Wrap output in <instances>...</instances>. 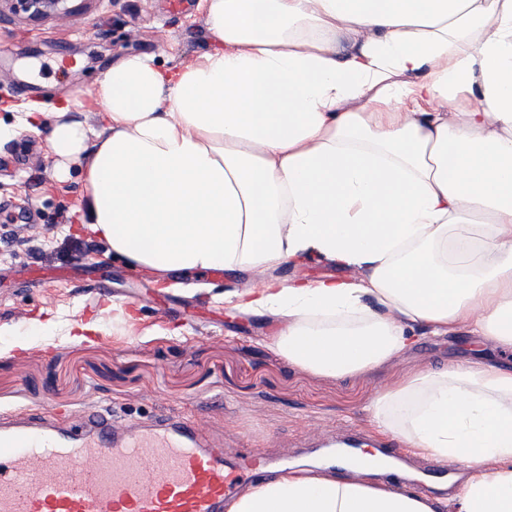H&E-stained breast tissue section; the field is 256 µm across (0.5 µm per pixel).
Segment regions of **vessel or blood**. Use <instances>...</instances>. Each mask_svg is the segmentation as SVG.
Here are the masks:
<instances>
[{"instance_id": "1", "label": "vessel or blood", "mask_w": 512, "mask_h": 512, "mask_svg": "<svg viewBox=\"0 0 512 512\" xmlns=\"http://www.w3.org/2000/svg\"><path fill=\"white\" fill-rule=\"evenodd\" d=\"M268 472L251 448L226 460L202 416L0 412V512H224Z\"/></svg>"}]
</instances>
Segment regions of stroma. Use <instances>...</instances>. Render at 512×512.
Returning <instances> with one entry per match:
<instances>
[{"mask_svg": "<svg viewBox=\"0 0 512 512\" xmlns=\"http://www.w3.org/2000/svg\"><path fill=\"white\" fill-rule=\"evenodd\" d=\"M204 0H89L32 23L0 18V411H59L106 403L146 420L162 411L210 417L228 448L261 449L278 468L321 448L305 435L322 421L365 432L386 383L421 369L483 356L512 365L477 339L425 335L399 359L339 377L301 368L264 347L279 322L242 314L228 290L257 283L246 272L160 271L115 258L86 224L80 164L60 176L48 129L22 122L64 97L97 131L99 75L120 58L149 54L178 70L209 50ZM106 283L112 300H98ZM89 325L76 340L77 324Z\"/></svg>", "mask_w": 512, "mask_h": 512, "instance_id": "obj_1", "label": "stroma"}]
</instances>
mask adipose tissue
<instances>
[{"label":"adipose tissue","instance_id":"obj_1","mask_svg":"<svg viewBox=\"0 0 512 512\" xmlns=\"http://www.w3.org/2000/svg\"><path fill=\"white\" fill-rule=\"evenodd\" d=\"M214 48L176 71L128 55L96 81L93 136L65 98L60 164L85 160L114 256L164 271L265 270L312 254L342 277L262 280L227 303L283 321L267 346L341 376L415 330L512 350V0H205ZM371 434L465 463L451 501L281 470L225 512H512V367L419 371L378 392Z\"/></svg>","mask_w":512,"mask_h":512}]
</instances>
